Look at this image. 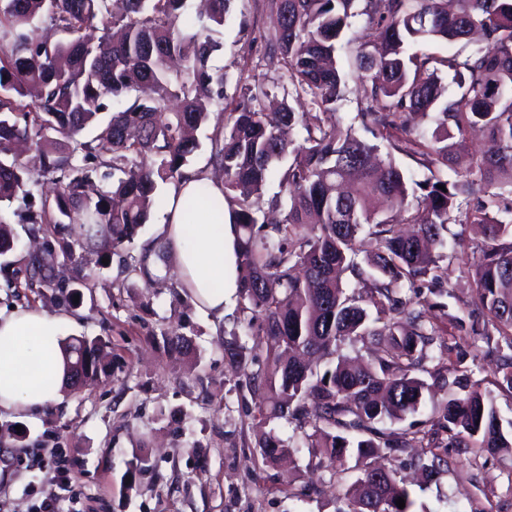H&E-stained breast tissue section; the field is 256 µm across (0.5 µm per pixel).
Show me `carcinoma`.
Segmentation results:
<instances>
[{
	"instance_id": "obj_1",
	"label": "carcinoma",
	"mask_w": 512,
	"mask_h": 512,
	"mask_svg": "<svg viewBox=\"0 0 512 512\" xmlns=\"http://www.w3.org/2000/svg\"><path fill=\"white\" fill-rule=\"evenodd\" d=\"M187 0H0V203L38 184L12 155L31 140L37 172L55 184L54 200L29 217L31 232L56 224L74 241H133L162 187L176 186L199 147L193 132L217 108L210 161L224 171V204L237 225L238 296L249 351L228 346L240 364L264 354L248 383L264 392L266 422L310 419L306 445L331 464L355 458L359 471L336 512H414L415 501L395 469L373 460L407 448H441L411 464L431 476L449 449L512 455V420L502 423L494 401L472 371L429 369L440 330L429 319L451 296L441 265L448 224H479L484 240L466 268L475 288L469 325L446 313L472 358L496 356L501 385L512 392V190L495 194L497 212L478 193L512 187V0H366L365 41L354 47L362 71V127L426 168L408 180L393 159L374 162L378 146L332 122L345 81L334 61L336 42L356 16V0H280L274 28L263 35L280 58L291 94L308 112L295 144L283 130L299 122L284 106L263 109L268 90L240 69L238 97L224 95V71L211 66L219 50L214 28L232 0H208L205 16L186 15ZM467 53L409 54V42L470 41ZM372 50H366V47ZM452 75L454 91L439 73ZM133 97L107 120L109 103ZM431 119V133L412 117ZM480 132L489 154L468 150ZM98 162L118 174L109 189L94 185ZM283 168L281 220L259 218L268 172ZM452 170L453 180L443 178ZM445 186L441 190L438 185ZM414 197L412 205L408 197ZM375 242L359 258L360 234ZM357 288L347 291V276ZM384 337L374 363L349 362L348 342ZM71 366L97 372L99 338L66 340ZM437 389L449 398L427 427L388 432ZM263 463L295 453L274 431L256 442ZM405 507L396 505L398 498Z\"/></svg>"
}]
</instances>
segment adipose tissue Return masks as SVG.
Here are the masks:
<instances>
[{
    "label": "adipose tissue",
    "instance_id": "ef3b65f1",
    "mask_svg": "<svg viewBox=\"0 0 512 512\" xmlns=\"http://www.w3.org/2000/svg\"><path fill=\"white\" fill-rule=\"evenodd\" d=\"M206 187L209 201L196 212L193 236H186L184 203ZM183 288L202 308L223 313L239 271L237 227L224 207L223 187L188 176L171 189L161 226ZM69 320L29 309L0 314V409L38 412L64 400Z\"/></svg>",
    "mask_w": 512,
    "mask_h": 512
}]
</instances>
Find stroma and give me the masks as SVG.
I'll use <instances>...</instances> for the list:
<instances>
[{"mask_svg": "<svg viewBox=\"0 0 512 512\" xmlns=\"http://www.w3.org/2000/svg\"><path fill=\"white\" fill-rule=\"evenodd\" d=\"M279 0L259 8L233 0L215 37L222 51L212 64L224 68L225 94L236 91L238 66L248 59L257 79L283 96L287 83L277 59L263 56L258 30L277 17ZM336 63L346 79L335 116L354 124L360 109V73L344 42ZM31 203L0 207L15 249L0 270V312L37 309L73 317L72 336H99L107 346L96 377L70 391L63 403L26 419L0 411V512H37L56 500L59 512H336L357 473L334 477L307 448L294 464L264 465L257 434L274 429L299 442L302 430L277 421L258 422L260 394L245 385L244 369L224 354L236 327L238 301L223 315L197 307L180 287L172 259L158 260L163 205H155L135 239L118 248L99 244L64 246L59 234L31 235ZM55 255L53 286L33 277L32 242ZM145 258L146 268L134 267ZM74 286L76 297L59 289ZM184 336L190 351L175 348L170 333ZM450 468L409 490L415 512H512V457L451 454ZM59 462L72 488L48 481L46 464ZM309 496H300L301 487Z\"/></svg>", "mask_w": 512, "mask_h": 512, "instance_id": "35a3bbf8", "label": "stroma"}]
</instances>
